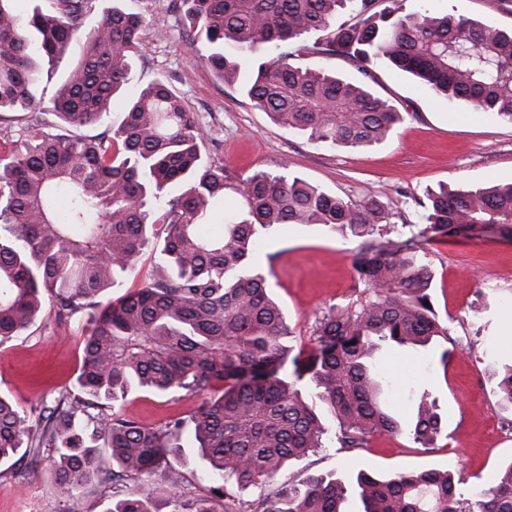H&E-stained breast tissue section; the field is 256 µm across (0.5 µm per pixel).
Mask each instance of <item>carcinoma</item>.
I'll return each mask as SVG.
<instances>
[{"instance_id":"carcinoma-1","label":"carcinoma","mask_w":512,"mask_h":512,"mask_svg":"<svg viewBox=\"0 0 512 512\" xmlns=\"http://www.w3.org/2000/svg\"><path fill=\"white\" fill-rule=\"evenodd\" d=\"M16 0H0V115L27 113L34 129L0 148V342L18 336L50 310L59 321L85 319L79 395L61 396L32 426L0 395V465L55 464L60 492L81 493L109 481L103 512H161L136 490L157 477L167 500L186 489L172 462L184 422L146 426L116 404L133 389L224 392L202 404L190 432L210 485L185 512L208 502L252 498L225 512H512V462L495 482L469 493L448 472H398L379 480L361 470L347 480L311 476L281 481L286 463L335 443L362 449L375 434L405 435L430 445L441 416L428 391L405 421L384 388L378 351L448 344L459 348L430 301L433 272L421 240L512 239V183L441 188L418 202L424 227L403 241L395 212L373 196L345 199L298 176L256 170L235 176L205 163L207 133L165 80L140 90L121 125L95 135L113 95L130 82L145 19L116 7L87 23L89 0H46L27 19ZM200 62L226 85H239L281 128L347 149L385 142L403 120L368 82L387 62L447 102H462L512 123V29L478 24L424 6L402 13L401 0H174ZM346 8L351 17L336 23ZM319 32L312 43L301 40ZM79 63L60 83L48 125L38 95L41 64L55 62L76 39ZM338 56L360 78L293 63ZM184 191L165 200L168 189ZM217 224L220 231H205ZM281 224L319 225L360 239L351 298L316 321L314 346L294 350L293 336L267 276L255 264L264 234ZM146 251L150 278L112 299ZM293 366V379L279 375ZM512 406V362L498 373ZM311 389L335 419L323 423ZM110 449L105 456L99 447Z\"/></svg>"}]
</instances>
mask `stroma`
Instances as JSON below:
<instances>
[{"label": "stroma", "mask_w": 512, "mask_h": 512, "mask_svg": "<svg viewBox=\"0 0 512 512\" xmlns=\"http://www.w3.org/2000/svg\"><path fill=\"white\" fill-rule=\"evenodd\" d=\"M430 4L443 13L512 28V6L504 0ZM90 7L96 15L118 7L145 19L131 82L111 101L109 123L120 124L131 93L155 78H167L207 131L204 159L234 175L285 168L345 198L381 197L406 223L416 225L422 221L419 200L439 186L454 190L512 182V123L448 103L388 66L377 69L374 90L402 112L403 123L374 148H334L284 131L238 88L216 80L195 56L171 0H91ZM358 245L356 238L330 235L316 226L288 224L265 235L257 260L295 333L294 347L311 346L317 317L347 299L357 280L353 258ZM427 251L434 309L462 348L445 363L431 352L396 349L382 351L380 360L399 391L403 415L412 411L414 381L429 390L444 420L441 436L426 447L385 434L354 451L333 444L289 462L282 479L344 478L361 469L371 474L437 470L461 476L466 488L474 489L490 484L500 465L512 460V433L503 428L512 419V408L500 404L496 376L512 358V241L439 237L428 242ZM84 340L82 322L61 324L45 314L23 335L0 343V393L37 421L44 407L73 389ZM221 392L218 384L196 395L136 392L119 411L160 426L191 416ZM106 493L95 483L77 496L62 495L46 461L24 477L0 469V512H102Z\"/></svg>", "instance_id": "obj_1"}]
</instances>
